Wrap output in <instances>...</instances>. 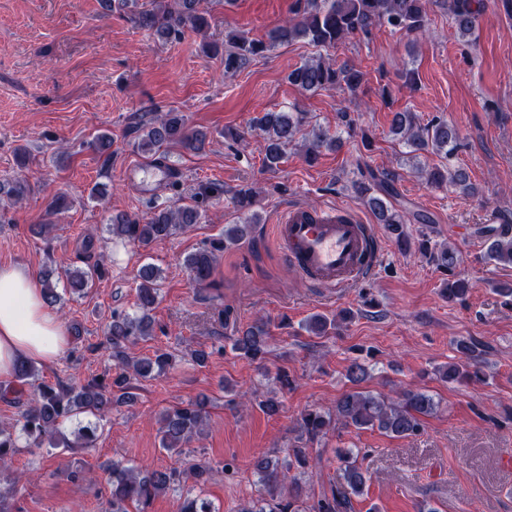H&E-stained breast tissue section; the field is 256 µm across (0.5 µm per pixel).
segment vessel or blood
Listing matches in <instances>:
<instances>
[{
    "label": "vessel or blood",
    "mask_w": 512,
    "mask_h": 512,
    "mask_svg": "<svg viewBox=\"0 0 512 512\" xmlns=\"http://www.w3.org/2000/svg\"><path fill=\"white\" fill-rule=\"evenodd\" d=\"M141 195L153 196L171 180L167 167L134 163L124 170ZM275 236L289 268L303 280L332 292L358 287L383 258V236L361 223L347 206L289 207L275 226Z\"/></svg>",
    "instance_id": "obj_1"
}]
</instances>
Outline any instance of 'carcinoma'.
<instances>
[{
    "label": "carcinoma",
    "instance_id": "obj_1",
    "mask_svg": "<svg viewBox=\"0 0 512 512\" xmlns=\"http://www.w3.org/2000/svg\"><path fill=\"white\" fill-rule=\"evenodd\" d=\"M176 9H137V0H101L106 10L135 9L138 26L150 31L157 38L175 39L190 28L202 31L207 19L199 10V0H175ZM451 16L459 38L469 37L485 10L484 0H443ZM430 0H297L295 16L273 29L268 41L236 35L218 46H210L214 55H224V70L240 68L254 57L262 55L278 43L304 40L319 50L334 48L350 37L371 36L373 30L387 25L415 37H423L428 31ZM363 73L354 65L329 62L319 56L294 68L288 73V82L304 92H317L341 83L354 93L360 86ZM253 128L260 133L266 167L273 169L287 155L288 148L297 138L308 142L306 157L317 160L324 149L334 150L340 138L330 135L319 125H309L304 112H266L253 121ZM390 133L411 149L414 157L419 153L435 154L448 158L460 148V135L454 125L442 117H434L424 125L417 123L413 113L403 110L392 113ZM210 132L203 127L190 128L184 115L166 112L149 126L141 129L136 149L151 158L165 159L168 150L176 147L191 152L201 151L209 140ZM429 185H450L464 194L475 193L466 169L435 166L427 171ZM380 186L388 195L394 193L390 173L368 169L367 177L360 182L357 191L372 208L377 223L387 227L395 242L407 250L408 235L403 229L405 215L389 206L380 197L371 194L374 186ZM220 191L215 183L200 184L194 189L191 203L187 205L155 208L144 222L125 213L110 216L107 232L114 243L135 244L142 248L158 240L169 238L200 222L202 205ZM26 192V184L20 181L0 183V194L16 201ZM255 191L241 190L235 196V205L244 215L241 224L224 228V235L203 244L184 258V264L194 280L210 282L217 253L237 245L249 237L252 225L258 222L251 212L255 205ZM421 252L443 270L455 272L460 264L456 248L445 245L431 248L428 240L420 243ZM486 258L498 264L512 265V220L503 216V224L490 230L487 239ZM102 264H85L65 272L69 288L81 292L103 278ZM137 310L130 314L115 310L106 330L111 357L115 361L116 374L112 386L123 391L133 377L161 375L172 364V354L157 351L152 358L134 360L129 356L131 346L153 335V321L149 312L159 298L158 280L160 269L154 265L143 266L138 272ZM41 284L48 306L60 301L58 280L53 273H41ZM470 289L469 281L457 277L448 282V301H461ZM338 327V320L323 314H312L301 325L311 336H325ZM268 330L266 323L258 319L245 327L234 330L231 351L251 361H262L267 353ZM463 361L443 367L441 376L446 381L465 379L477 382L482 379L481 354L473 344L461 340L457 345ZM346 377L355 388L344 392L333 407L326 410H309L298 420L301 444L285 449L283 457L260 454L255 458L257 475L256 496L237 512H354L353 498L364 495L368 481L367 471L359 459L367 455L363 448H347L337 451V477L329 492L309 501L304 475L318 464L321 455L311 456L315 443L329 431L339 428L357 430L376 429L392 438L417 436L423 431V419L433 415L438 408L434 397L425 390H407L398 397L357 389L370 377L368 368L353 360L346 368ZM33 387V395L20 402L25 386ZM0 399L21 404L16 423L0 428V482L8 480V486L0 485V512H9L8 497L21 482L30 476L14 470V455L19 451L16 440L24 436L36 448L48 444L56 448L95 447L97 428L83 423L79 415L87 414L102 421L112 412V396L106 387L93 381L80 387L63 386L59 383L38 381V369L32 362L20 363L14 372L13 384L0 387ZM207 399L202 398L186 405H176L165 410L160 417V443L162 449L177 454L191 440L202 434L207 419ZM193 469L165 471L148 470L123 461H115L108 471L110 497L104 512H147L154 498L170 490L180 492L177 512H220L212 502L194 494L188 485Z\"/></svg>",
    "mask_w": 512,
    "mask_h": 512
}]
</instances>
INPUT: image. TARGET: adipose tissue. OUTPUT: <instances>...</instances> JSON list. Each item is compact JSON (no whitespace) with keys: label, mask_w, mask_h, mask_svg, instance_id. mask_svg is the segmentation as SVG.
I'll return each instance as SVG.
<instances>
[{"label":"adipose tissue","mask_w":512,"mask_h":512,"mask_svg":"<svg viewBox=\"0 0 512 512\" xmlns=\"http://www.w3.org/2000/svg\"><path fill=\"white\" fill-rule=\"evenodd\" d=\"M69 341L57 313L44 301L38 277L24 265L0 266V379L23 361L53 364Z\"/></svg>","instance_id":"ef3b65f1"}]
</instances>
